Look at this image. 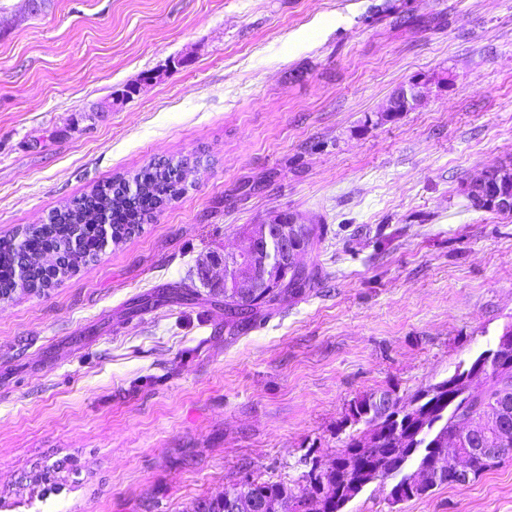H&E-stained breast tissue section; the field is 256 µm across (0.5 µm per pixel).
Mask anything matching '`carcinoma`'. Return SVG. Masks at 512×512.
<instances>
[{
  "label": "carcinoma",
  "mask_w": 512,
  "mask_h": 512,
  "mask_svg": "<svg viewBox=\"0 0 512 512\" xmlns=\"http://www.w3.org/2000/svg\"><path fill=\"white\" fill-rule=\"evenodd\" d=\"M183 162L182 158L150 161L131 178L138 186L135 194H127L128 178L117 177L55 209L49 223L38 228H25L19 232L20 238L1 242L0 296L11 298L19 291L41 292L68 275L71 264L78 259L97 255L100 238L97 228L89 222L91 215H107L112 224V235L118 240L125 238L129 225L151 220L184 193L178 177ZM46 250L58 251L62 256L59 265L52 269V276L30 267L25 286H19L18 266L29 254ZM313 279L314 274L301 267L294 269L288 282L284 283L277 280L274 271L265 286L236 291L231 300L224 301L226 315L238 326L262 321L269 315V310L284 299L305 294ZM500 360L508 364V370L489 380L482 398L453 401L445 379L404 401L397 400L388 408L376 405L373 393L353 400L349 407L360 410L367 429L349 435L336 457L351 467L350 478L345 484L336 482V470L323 473L313 465L308 471V484L299 492L283 482L254 480L236 484L230 493L246 502H254L244 512H343L346 504L355 498L350 483L370 477L374 471L394 481L390 491L394 504L399 499L407 501L422 497L435 487L454 488L455 480L449 469L443 467L433 481L418 484L408 493L400 491L408 476L404 474V468L396 467L397 457L392 452L397 447L396 437L403 436L407 444L426 449L424 459L435 457L440 454L438 447L448 441V433L458 431L461 419L481 412L484 401L496 396L501 397L500 416L511 423L512 348L504 352ZM72 467V462L66 459L46 463L33 479L34 486L42 488L44 495L56 494L66 486L62 473Z\"/></svg>",
  "instance_id": "obj_1"
}]
</instances>
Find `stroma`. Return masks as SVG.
Instances as JSON below:
<instances>
[{"label":"stroma","instance_id":"stroma-1","mask_svg":"<svg viewBox=\"0 0 512 512\" xmlns=\"http://www.w3.org/2000/svg\"><path fill=\"white\" fill-rule=\"evenodd\" d=\"M0 0V239L152 160L189 189L40 294L0 302V512H191L243 477L331 464L366 393L408 398L512 323V0ZM412 111L384 116L414 79ZM138 84L137 93L126 88ZM324 229L310 290L237 332L194 277L243 227ZM192 284L191 301L136 309ZM75 460L40 498L35 465ZM344 512H512V458L468 486Z\"/></svg>","mask_w":512,"mask_h":512}]
</instances>
